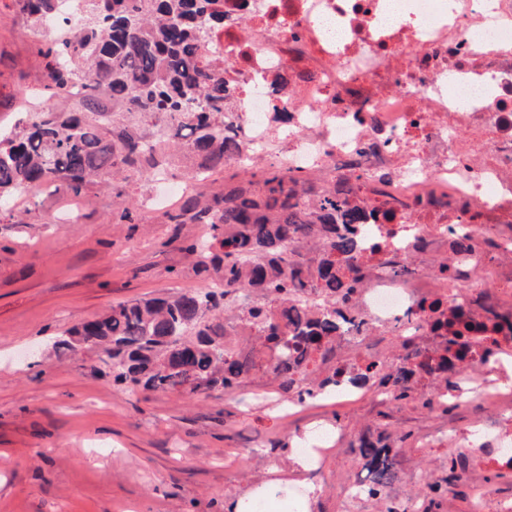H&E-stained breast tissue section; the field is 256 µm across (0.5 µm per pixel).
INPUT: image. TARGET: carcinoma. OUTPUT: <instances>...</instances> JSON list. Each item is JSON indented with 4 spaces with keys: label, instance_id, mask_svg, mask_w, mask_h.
<instances>
[{
    "label": "carcinoma",
    "instance_id": "obj_1",
    "mask_svg": "<svg viewBox=\"0 0 512 512\" xmlns=\"http://www.w3.org/2000/svg\"><path fill=\"white\" fill-rule=\"evenodd\" d=\"M36 24L50 0H18ZM216 0H86L79 29L57 38L40 54L46 59V88L65 92L84 80L88 91L80 112L47 119L26 113L0 139V210L18 190L50 183L78 196L88 185L108 177L126 182L142 177L184 140L203 178L224 170L239 153L238 140L224 133V114L237 108L224 86V67L202 55L210 31L224 27ZM64 57L70 66L61 68ZM112 100V129L101 117V96ZM168 119L172 134L146 148L136 132L139 123ZM297 179L269 165L249 188L226 186L213 198L187 194L172 224H208L212 234L190 247L195 270L216 277L224 289L201 288L166 298L119 303L100 318L79 323L55 342L62 351L78 344L97 348L112 362L113 379L150 391L171 390V379L187 369L202 386L187 391L236 388L258 371L269 372L288 395L302 397L336 389V372L308 376V365L336 357V340L347 324L360 329L347 304L357 288L363 249L362 213L324 194L315 209L300 203ZM308 287L321 297L308 305L297 290ZM243 292H257L262 303L243 307L233 322L224 308ZM462 308L448 320L463 321L464 331L446 337L444 355L432 364L415 362L418 352L407 343L398 364L353 363L347 382L372 384L394 400L411 397L418 374L437 383L431 398L453 388L459 362L482 347L485 325L462 320ZM372 475L366 493L382 495L397 479V454L383 435L356 440Z\"/></svg>",
    "mask_w": 512,
    "mask_h": 512
}]
</instances>
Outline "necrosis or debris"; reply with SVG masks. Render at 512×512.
Returning a JSON list of instances; mask_svg holds the SVG:
<instances>
[{
  "label": "necrosis or debris",
  "instance_id": "obj_1",
  "mask_svg": "<svg viewBox=\"0 0 512 512\" xmlns=\"http://www.w3.org/2000/svg\"><path fill=\"white\" fill-rule=\"evenodd\" d=\"M224 57L238 108L240 154L358 207L370 229L352 300L365 328L340 342L362 355L374 323L440 343L429 306L472 314L512 307V252L495 293L473 275L494 241H512V0H220ZM288 75L285 88L275 80ZM464 228L474 249L448 276L433 265ZM470 393L512 407L482 359H466Z\"/></svg>",
  "mask_w": 512,
  "mask_h": 512
}]
</instances>
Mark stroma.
<instances>
[{"mask_svg":"<svg viewBox=\"0 0 512 512\" xmlns=\"http://www.w3.org/2000/svg\"><path fill=\"white\" fill-rule=\"evenodd\" d=\"M52 38L17 0H0L1 132L32 107L47 117L75 110L73 99L44 88L39 50ZM163 167L164 184L136 177L118 193L97 182L78 198L32 186L0 212V512H225L270 469L289 471L283 447H304L320 431L344 439L265 500V512H294L308 482L318 488L308 512H403L410 498L422 512L512 505V469L493 462L500 436L480 425L492 410L473 398L426 407L367 387L300 405L270 374L189 397L115 384L92 350L57 357L55 341L76 322L204 287L186 248L208 236V225L169 223L177 197L146 206L196 160L183 153ZM127 208L134 223L120 219ZM72 211L76 222L62 223ZM364 430L386 431L397 454L398 478L381 502L346 493L364 471L354 450ZM452 455L458 465H449ZM480 486L487 497L479 504Z\"/></svg>","mask_w":512,"mask_h":512,"instance_id":"obj_1","label":"stroma"}]
</instances>
